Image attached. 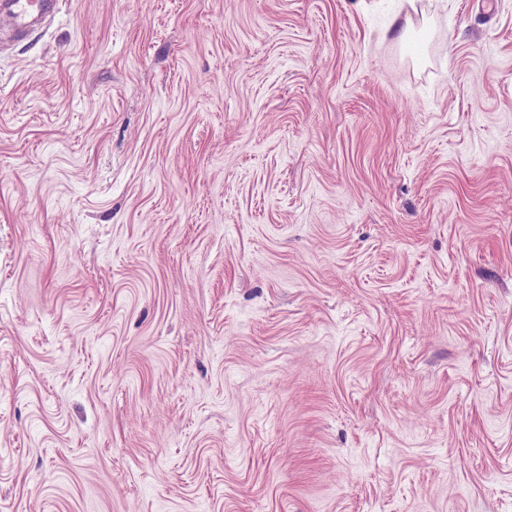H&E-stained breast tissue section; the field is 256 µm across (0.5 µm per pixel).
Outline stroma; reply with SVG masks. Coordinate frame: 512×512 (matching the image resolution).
<instances>
[{
    "instance_id": "stroma-1",
    "label": "stroma",
    "mask_w": 512,
    "mask_h": 512,
    "mask_svg": "<svg viewBox=\"0 0 512 512\" xmlns=\"http://www.w3.org/2000/svg\"><path fill=\"white\" fill-rule=\"evenodd\" d=\"M424 8L0 31V512H512V0Z\"/></svg>"
}]
</instances>
